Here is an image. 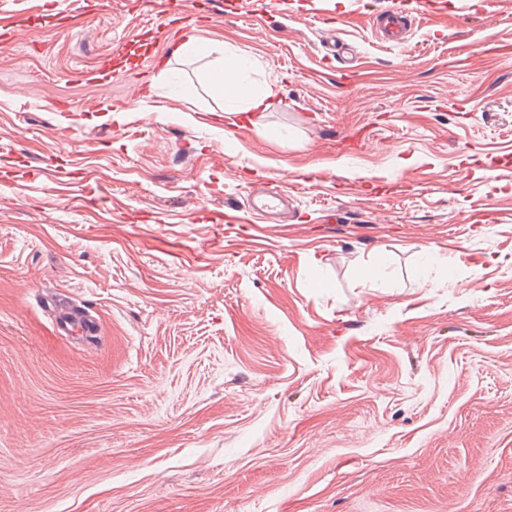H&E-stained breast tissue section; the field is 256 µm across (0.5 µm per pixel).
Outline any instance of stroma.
Listing matches in <instances>:
<instances>
[{
    "label": "stroma",
    "instance_id": "stroma-1",
    "mask_svg": "<svg viewBox=\"0 0 512 512\" xmlns=\"http://www.w3.org/2000/svg\"><path fill=\"white\" fill-rule=\"evenodd\" d=\"M386 2L0 0V512H512V0ZM388 3L384 11L372 20L371 28L382 40L395 45L407 41L410 22L420 11L429 8L435 12L438 8V3L426 0H391ZM177 55L190 56L197 59L210 57L214 53L219 56L213 60V66L209 69L206 77V83L210 95L216 99H227L230 104L224 106L222 110L226 114V120L230 124L237 122L233 117L240 112H263L271 104L273 96L272 88L267 86L261 90H252L239 82L233 80L232 84H224V80H219V76L224 73H233L237 70L240 59L235 56H224V48L211 44H200L195 41H188L177 51ZM54 321L57 327V332L61 336H72L79 332L83 333L87 328V325L81 316L66 309H61L57 312L54 317Z\"/></svg>",
    "mask_w": 512,
    "mask_h": 512
}]
</instances>
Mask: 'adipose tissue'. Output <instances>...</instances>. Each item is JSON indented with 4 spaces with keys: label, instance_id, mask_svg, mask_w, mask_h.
Instances as JSON below:
<instances>
[{
    "label": "adipose tissue",
    "instance_id": "1",
    "mask_svg": "<svg viewBox=\"0 0 512 512\" xmlns=\"http://www.w3.org/2000/svg\"><path fill=\"white\" fill-rule=\"evenodd\" d=\"M179 53L197 59L212 58L213 65L206 77L207 87L213 98L225 100L224 111L227 116L232 117L240 112H262L270 106L273 96L271 88L252 90L236 81L229 85L223 82L224 74L236 71L238 57L221 55L217 46L192 40L183 44Z\"/></svg>",
    "mask_w": 512,
    "mask_h": 512
}]
</instances>
